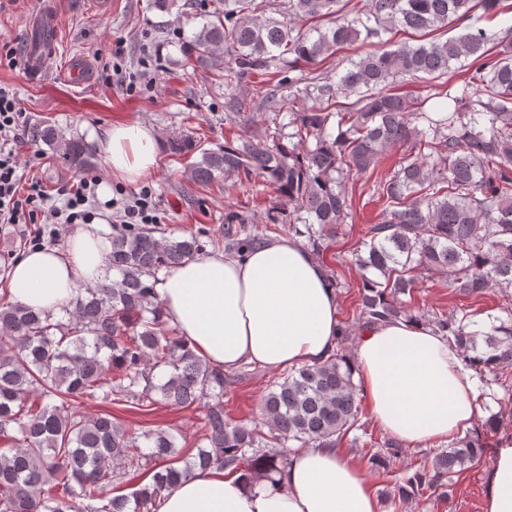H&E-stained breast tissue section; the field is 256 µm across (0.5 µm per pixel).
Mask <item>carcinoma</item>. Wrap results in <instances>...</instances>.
<instances>
[{
  "instance_id": "obj_1",
  "label": "carcinoma",
  "mask_w": 512,
  "mask_h": 512,
  "mask_svg": "<svg viewBox=\"0 0 512 512\" xmlns=\"http://www.w3.org/2000/svg\"><path fill=\"white\" fill-rule=\"evenodd\" d=\"M349 2L289 0L288 16L278 19L267 15L268 0H219L187 48L201 68L224 55L225 86L249 85V92L224 98L227 123L242 132L216 149L188 136L169 141L175 155H200L190 164L194 184L260 180L279 201L266 211L264 229L287 224L316 254L349 215V176L372 172L387 150L405 148L399 169L377 184L385 214L364 235V253L356 258L361 307L354 322L342 324L336 352L271 381L260 400L262 426L225 419L230 380L170 334L155 291L161 270L206 250L203 234L168 236L156 225L114 224L109 270L116 277L81 285L63 309L67 321L8 292L0 297V442L7 441L0 445V512H154L157 499L198 469L269 477L292 442L338 447L358 421L351 345L378 322L431 323L462 358L479 365L486 387L507 377L512 314L480 334L469 330L467 311L429 319L400 296L416 288L419 273L447 276L452 292L465 297L512 288V27L495 38L476 26V11L488 16L500 0H361L353 17L345 10ZM309 20L318 25L302 28ZM450 22L466 24V32L348 56L334 80L314 76L301 88L291 76L363 37L380 40L397 28L424 37ZM470 58L478 66L467 84L480 95L448 94L434 114L424 100L387 91L398 78H439ZM269 76L275 85L267 84ZM347 95L357 96L350 106L338 101ZM306 99L313 105H303ZM255 109L273 119L249 136ZM286 110L284 123L279 116ZM31 136L61 149L79 171L90 165L89 145L63 137L54 124L35 123ZM19 238L18 248L0 257L7 265L29 248L31 235L22 230ZM263 240L243 211L224 213L225 250L242 254ZM95 399L201 406L205 446L181 459L175 436L163 428L137 436L110 412L76 410ZM491 428L489 421L478 424L436 454L407 479L402 496L432 495L455 469L479 462ZM124 463L153 465L152 482L112 496L113 484L127 477L116 470Z\"/></svg>"
}]
</instances>
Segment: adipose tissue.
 <instances>
[{
  "instance_id": "adipose-tissue-1",
  "label": "adipose tissue",
  "mask_w": 512,
  "mask_h": 512,
  "mask_svg": "<svg viewBox=\"0 0 512 512\" xmlns=\"http://www.w3.org/2000/svg\"><path fill=\"white\" fill-rule=\"evenodd\" d=\"M98 149L113 173L133 182L159 164L156 139L117 124ZM111 243L101 224L72 233L63 248L28 252L7 286L15 300L59 311L80 284L102 278ZM156 292L170 324L207 364L232 371L326 360L340 327L338 296L298 238L264 240L247 258L201 253L163 271ZM353 380L373 423L402 444L426 446L465 435L480 412V380L446 336L397 319L364 329ZM157 512H381L358 464L335 448H298L273 479L210 468L196 471L157 503ZM484 512H512V439H503L487 475Z\"/></svg>"
}]
</instances>
